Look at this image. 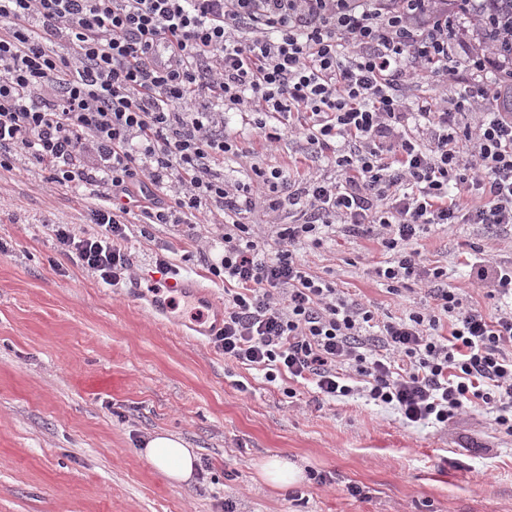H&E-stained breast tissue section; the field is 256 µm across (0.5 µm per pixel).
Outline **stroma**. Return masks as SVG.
Here are the masks:
<instances>
[{
  "mask_svg": "<svg viewBox=\"0 0 512 512\" xmlns=\"http://www.w3.org/2000/svg\"><path fill=\"white\" fill-rule=\"evenodd\" d=\"M226 131L248 157L229 158L226 180L246 178L251 160L283 170L303 166L299 143L274 146L231 115ZM24 154L0 167V512H512V436L482 409L448 429L404 425L361 397H318L312 385L268 382L225 360L208 340L224 286L196 253L198 240L167 224H135L127 248L133 279L111 285L63 255L49 227L95 233L93 186L56 187ZM425 262L448 269L450 287L475 301L484 291L465 265L512 264V227L434 226L417 244ZM181 266L204 299L173 294L165 314L150 300L166 277L157 253ZM302 254L311 274L331 278L379 319L427 303L420 287L396 296L372 271L385 254L376 235L335 225ZM295 397H288L287 388ZM165 431L195 448L202 474L169 484L140 450ZM280 456L326 474L284 489L254 464ZM363 493L349 495L348 486Z\"/></svg>",
  "mask_w": 512,
  "mask_h": 512,
  "instance_id": "35a3bbf8",
  "label": "stroma"
}]
</instances>
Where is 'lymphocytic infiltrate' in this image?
I'll list each match as a JSON object with an SVG mask.
<instances>
[{"label": "lymphocytic infiltrate", "instance_id": "lymphocytic-infiltrate-1", "mask_svg": "<svg viewBox=\"0 0 512 512\" xmlns=\"http://www.w3.org/2000/svg\"><path fill=\"white\" fill-rule=\"evenodd\" d=\"M55 39L73 56L48 50ZM496 66L448 0H0V167L21 152L51 184L102 188L96 233H51L115 285L133 267L129 215L193 239L223 214L222 253L203 257L226 285L211 341L268 381L284 372L327 400L359 395L408 425L482 408L512 436V267L471 265L490 314L415 248L438 225H512V81L487 88ZM425 72L465 77L499 107L442 95L412 110ZM228 112L268 142L294 136L309 167L288 178L255 161L225 181L216 166L247 154L224 132ZM261 197L294 221L258 236L245 217ZM336 224L377 232L389 258L375 275L394 295L425 284L430 304L381 322L309 273L300 246Z\"/></svg>", "mask_w": 512, "mask_h": 512}]
</instances>
